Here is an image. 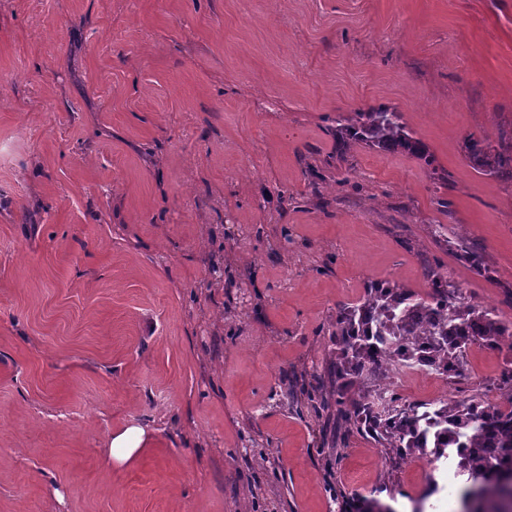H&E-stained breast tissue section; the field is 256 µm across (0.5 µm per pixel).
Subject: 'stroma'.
<instances>
[{"mask_svg": "<svg viewBox=\"0 0 512 512\" xmlns=\"http://www.w3.org/2000/svg\"><path fill=\"white\" fill-rule=\"evenodd\" d=\"M379 108L434 169L337 161V115ZM510 128L512 0H0V512H343L388 483L410 512L433 480L459 512L451 460L390 469L323 408L332 324L438 267L512 321V187L465 156ZM509 357L391 382L496 402ZM146 430L130 426L115 433L109 441L108 456L115 465H123L136 455L146 442Z\"/></svg>", "mask_w": 512, "mask_h": 512, "instance_id": "stroma-1", "label": "stroma"}]
</instances>
